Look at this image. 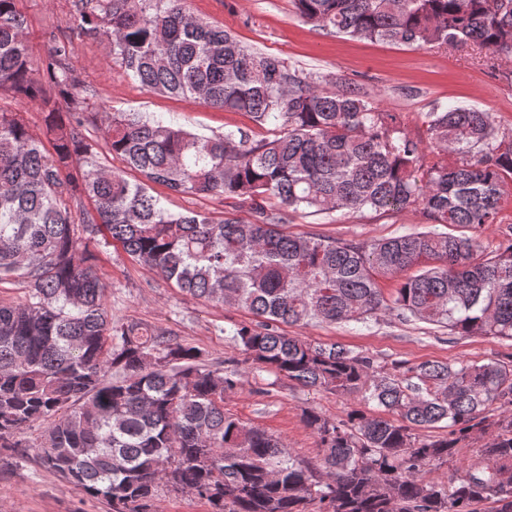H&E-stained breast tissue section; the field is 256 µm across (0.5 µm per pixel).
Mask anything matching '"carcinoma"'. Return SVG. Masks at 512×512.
Instances as JSON below:
<instances>
[{
    "instance_id": "cac0c4a2",
    "label": "carcinoma",
    "mask_w": 512,
    "mask_h": 512,
    "mask_svg": "<svg viewBox=\"0 0 512 512\" xmlns=\"http://www.w3.org/2000/svg\"><path fill=\"white\" fill-rule=\"evenodd\" d=\"M293 2L336 34L512 54V0ZM25 29L16 0H0V95L43 115L37 138L0 108V282L25 287L23 300L0 302V448L38 449L112 512H153L163 487L211 512H512V361L388 371L281 329L388 312L512 341V225L490 255L478 237L500 223L512 181V142L498 139L493 113L441 105L425 115L424 143L359 85L247 47L186 0H70L69 33H48L38 59ZM83 40L104 44L143 89L242 112L268 135L207 137L162 116L89 110L98 92L73 64ZM154 184L235 198L255 219L174 213ZM410 207L428 228L372 243L284 229L290 213ZM114 243L178 293L249 312L232 332L246 360L382 414L304 411L322 451L314 464L224 412L233 375L195 346L112 318L97 262ZM443 420L448 432L417 433ZM474 444L479 461L462 465ZM443 465L448 481L429 476Z\"/></svg>"
}]
</instances>
